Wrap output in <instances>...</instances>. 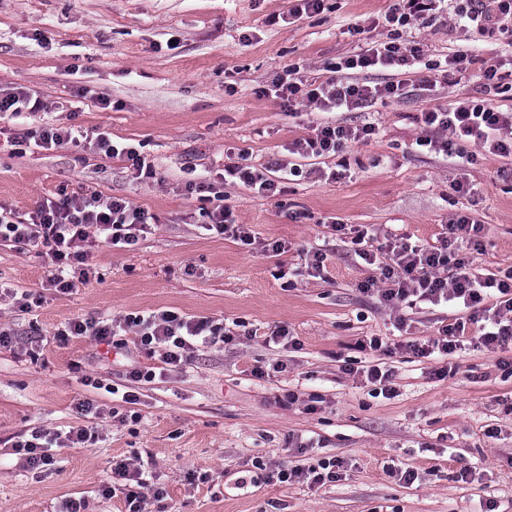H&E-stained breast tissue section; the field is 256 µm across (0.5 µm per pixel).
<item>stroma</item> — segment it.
Here are the masks:
<instances>
[{
	"label": "stroma",
	"mask_w": 512,
	"mask_h": 512,
	"mask_svg": "<svg viewBox=\"0 0 512 512\" xmlns=\"http://www.w3.org/2000/svg\"><path fill=\"white\" fill-rule=\"evenodd\" d=\"M391 4L324 0L322 12L295 20L291 0H0V89L37 92L48 106L0 120V205L23 215L62 191L100 192L155 217L136 245L95 250L88 280L66 294L48 290L39 250L0 241V286L33 304L24 314L0 299V324L24 338L0 348V512H62L69 500L83 501L84 512H126L122 491L107 485L116 463L133 460L149 465L147 512H512V347L462 348L442 379L434 359L358 347L372 336L422 342L456 313L428 304L396 312L361 293L369 269L354 253L357 231L435 246L462 213L484 227L475 266L512 272L503 159L482 154L461 169L415 145L421 112L477 96L478 75L352 111L291 113L265 93L288 66L319 76L325 63L378 39ZM412 37L432 59L512 53V38L452 16ZM327 120L376 131L275 196L224 181L225 165L242 159L260 170L288 163L291 142ZM45 123L107 133L153 172L136 176L126 158L89 144H13ZM339 164L344 177L330 178ZM192 181L223 192L255 244L210 231V203L188 191ZM458 181L470 194L454 191ZM274 241L284 253L264 250ZM318 250L326 269L314 277L307 261ZM163 310L222 322L234 338L135 385L106 345L57 335L73 320ZM278 326L294 345L267 343ZM377 364L392 371L395 397L375 395L362 374ZM130 390L136 403L121 398ZM83 401L103 415L80 414ZM34 426L91 427L98 439L32 470L9 440ZM324 458L344 462L335 482L273 476ZM398 468L417 480H399Z\"/></svg>",
	"instance_id": "obj_1"
}]
</instances>
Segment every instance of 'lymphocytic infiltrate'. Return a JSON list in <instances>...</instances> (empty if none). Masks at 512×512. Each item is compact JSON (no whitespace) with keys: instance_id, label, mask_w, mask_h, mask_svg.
Returning a JSON list of instances; mask_svg holds the SVG:
<instances>
[{"instance_id":"1","label":"lymphocytic infiltrate","mask_w":512,"mask_h":512,"mask_svg":"<svg viewBox=\"0 0 512 512\" xmlns=\"http://www.w3.org/2000/svg\"><path fill=\"white\" fill-rule=\"evenodd\" d=\"M448 9L479 32L512 33V0H394L385 15V37L370 42L358 53L327 63L323 78L287 67L273 76L270 92L286 108L305 102L325 110H350L378 98L403 97L408 76L423 66L429 71L428 78L420 84L424 91L435 88L438 77L447 73L464 78L475 69L480 75V97L459 100L445 110L422 112L423 133L416 144L460 166L473 163L475 156L468 150L472 144L512 162V108L502 110L490 102L508 75L505 61H481L462 52L429 62L424 48L407 37L410 28L426 25ZM383 70L388 71V78L369 81V73ZM373 132L370 125L320 124L289 146L288 151L298 157V164L279 167L273 176L244 164L228 165L224 179L273 196L280 193L289 178L301 176V161L334 156ZM150 219L148 212L124 198L97 192L64 194L39 204L24 219L0 206V240L45 248L52 261L47 282L56 291L66 293L76 281L87 279V262L95 247L102 243L135 245ZM481 232L480 224L458 214L449 220L439 245L431 248L389 238L370 249L365 244L366 232L354 237L358 257L372 268L371 276L359 285L362 292L377 295L381 304L392 309L425 302L462 310V317L439 328L436 336L421 343H406V350L418 357L446 360L466 344L488 351L512 345V272L502 277L481 273L461 252L463 245H478ZM128 333L134 334L139 350L174 369L186 366L198 348L230 339L223 324L188 319L168 310L146 316L75 320L64 329L65 336L89 337L112 346L118 353L125 350L124 336ZM94 439V431L85 428L63 432L33 427L13 441L12 447L22 453L27 468L42 469L54 465L55 449Z\"/></svg>"}]
</instances>
